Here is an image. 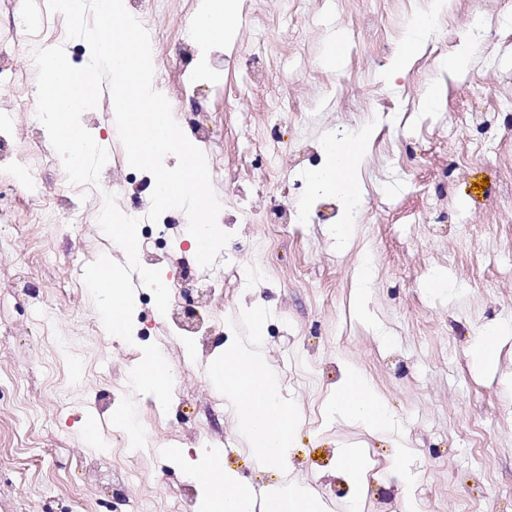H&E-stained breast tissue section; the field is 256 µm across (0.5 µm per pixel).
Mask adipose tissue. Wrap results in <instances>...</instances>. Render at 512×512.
Segmentation results:
<instances>
[{"instance_id": "adipose-tissue-1", "label": "adipose tissue", "mask_w": 512, "mask_h": 512, "mask_svg": "<svg viewBox=\"0 0 512 512\" xmlns=\"http://www.w3.org/2000/svg\"><path fill=\"white\" fill-rule=\"evenodd\" d=\"M443 3L444 0H429L427 9L410 19L385 73L386 80L402 75L411 60L423 51ZM235 17L234 0H204L191 28L200 44L218 45L223 43L225 29ZM371 134V127L364 125L339 136H325L324 161L309 175L315 192L339 195L350 207L358 204L362 192L357 173ZM88 280L99 298L107 334L115 339L124 338L131 303L122 268L113 265L110 259H103L89 270ZM249 322L250 340L234 344L223 360L214 364L210 379L223 387L236 427L252 445L251 460L257 466L278 471L287 466L290 450L298 438L299 412L283 397L280 382L260 347L265 322L263 306L251 308ZM331 408L374 433L386 432L392 419L389 404L375 392L363 372L353 366L344 370L337 383ZM194 474L204 490L197 512H254L255 500L249 487L241 484L236 473L225 470L219 455L197 457ZM264 494L263 512H322L323 509L319 498L284 481L267 487Z\"/></svg>"}]
</instances>
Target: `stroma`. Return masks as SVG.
I'll return each instance as SVG.
<instances>
[{"label":"stroma","instance_id":"35a3bbf8","mask_svg":"<svg viewBox=\"0 0 512 512\" xmlns=\"http://www.w3.org/2000/svg\"><path fill=\"white\" fill-rule=\"evenodd\" d=\"M198 3L170 0L154 16L155 87L181 127L195 118L210 131L201 149L230 235L222 257L262 267L264 276L246 288L225 278L223 290L211 295L221 332L207 347L183 335L140 285L144 268L174 284L198 267L188 217L175 210V223L163 227L173 246L159 260L149 258L153 242L138 239V262L126 277L131 333L108 338L87 271L120 250L99 216L108 207L147 201V174L118 196L101 187L96 206L79 208L78 223L42 224L37 216L46 200H31L16 158L0 155V193L23 227L22 236L0 239V512H81L85 498L96 512H113L131 466L139 472V499L152 512H170L192 479L182 461L159 456L173 446L220 454L225 468L254 490L273 482V473L250 463L224 390L208 377L226 345L245 340L242 316L257 303L265 309L261 347L302 413L287 478L319 497L324 512H346L355 493L338 460L346 447L362 449L374 488L400 497L397 445L410 452L417 505L432 498L439 512H461L477 426L491 450L482 462L480 510L512 512V341L502 346L495 375L474 360L487 326L512 324V37L482 42L473 66L445 81L438 108L425 112L420 98L440 79L428 52L395 80L381 78L424 0H305L301 14L262 30L238 15L224 45L210 52L224 68L215 79L198 80L185 97L180 83L199 63L175 66L171 58L174 43L191 32ZM477 9L495 21L512 11V0H449L430 48L455 47ZM65 33L62 15L42 17L38 44L64 45L68 61L85 66L89 46ZM334 36L346 53L329 68L325 52ZM36 90L32 82L0 89V117L9 125L4 139L25 151L43 181L64 186L68 179L50 141L28 147L32 112L13 107L15 98H33ZM109 102L102 92L81 121L121 157ZM365 124L373 134L358 173L361 202L350 215L338 205L322 208L307 183L314 148L327 133ZM276 131L285 140L281 180L294 184L290 202L309 219L271 255L264 247L280 189L262 177L257 145ZM467 141L489 151L463 165L457 147ZM346 220L351 239L340 249L329 230ZM367 256L375 275L373 315L365 319L355 310L354 289ZM435 275L445 287L429 289ZM148 351L176 373L160 400L133 392L129 382ZM347 364L388 400L395 413L388 433L324 414ZM119 410L141 428L139 450H130L114 425ZM91 416L103 437L98 447L82 438Z\"/></svg>","mask_w":512,"mask_h":512}]
</instances>
